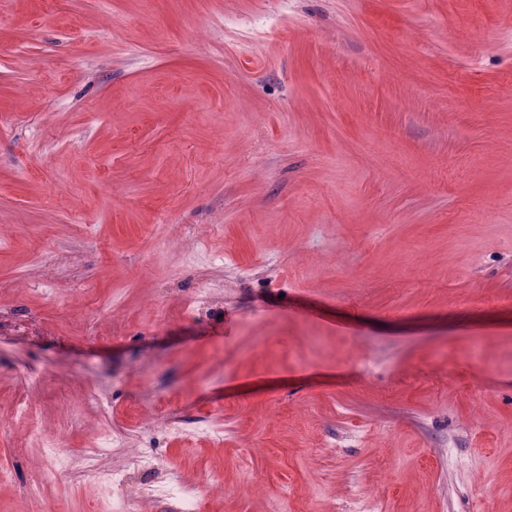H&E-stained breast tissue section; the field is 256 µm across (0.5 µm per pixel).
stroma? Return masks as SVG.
I'll list each match as a JSON object with an SVG mask.
<instances>
[{
  "label": "stroma",
  "mask_w": 512,
  "mask_h": 512,
  "mask_svg": "<svg viewBox=\"0 0 512 512\" xmlns=\"http://www.w3.org/2000/svg\"><path fill=\"white\" fill-rule=\"evenodd\" d=\"M0 467L512 512V0H0Z\"/></svg>",
  "instance_id": "obj_1"
}]
</instances>
